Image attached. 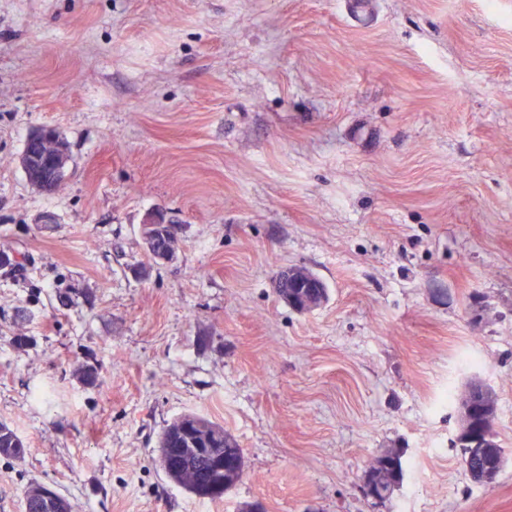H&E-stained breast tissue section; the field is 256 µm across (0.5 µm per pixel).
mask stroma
<instances>
[{"mask_svg":"<svg viewBox=\"0 0 512 512\" xmlns=\"http://www.w3.org/2000/svg\"><path fill=\"white\" fill-rule=\"evenodd\" d=\"M350 2L0 0V248L26 258L0 269L25 445L0 512L33 482L72 512H512V0ZM43 126L69 147L50 195L19 164ZM289 266L321 307L276 294ZM475 380L490 489L454 446ZM188 413L243 450L222 498L160 466ZM389 449L403 480L374 504L356 486ZM292 284H293V288H299L298 290L290 289V291L292 293H295L297 295V298H302L304 295L308 296V289H305V288L322 289V292L326 298L327 289L325 288V286L322 283H320L317 280L316 277L308 276L307 279H303V280L298 279V280L292 282ZM285 302H287V303L290 302L293 305L294 309L301 311V312L312 311L320 306V305H318V303H319L318 297L316 299H314V298L308 299L305 297V298H302V302L297 301L294 297H290V299ZM476 396L475 402H469L468 404L461 406L460 413V428L457 438L462 439L465 443L469 444L472 448L473 454H480L486 451V444H491L489 448H495V452L498 455H503V448L497 440V434L495 431V398L492 393H487L482 389L481 391H473ZM482 414L484 422L479 428H475L472 425L471 417L474 414ZM495 439V441H492Z\"/></svg>","mask_w":512,"mask_h":512,"instance_id":"obj_1","label":"stroma"}]
</instances>
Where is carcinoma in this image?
<instances>
[{"label":"carcinoma","mask_w":512,"mask_h":512,"mask_svg":"<svg viewBox=\"0 0 512 512\" xmlns=\"http://www.w3.org/2000/svg\"><path fill=\"white\" fill-rule=\"evenodd\" d=\"M174 233L168 229H154L155 246L149 251L150 259L156 261L160 251L168 245ZM495 454L474 456L469 454L466 445H459L460 461L464 470L476 476L488 468L502 471L504 462L499 459L503 454L498 441L491 442ZM166 448L180 449L178 467L166 471V475L186 491L200 497L219 499L241 480L244 470L218 472L214 470V456L211 453L198 452V449L216 448L233 458H243L242 448L237 440L224 427L196 414H184L166 425L159 442V451ZM24 454V444L14 430L0 422V457L20 458ZM403 480L401 454L388 450L377 456L365 470L362 482L373 487L376 499L380 503L388 501L397 483ZM45 484L30 483L24 490L23 500L27 512H72L67 498L56 492L44 496L39 490Z\"/></svg>","instance_id":"1"}]
</instances>
